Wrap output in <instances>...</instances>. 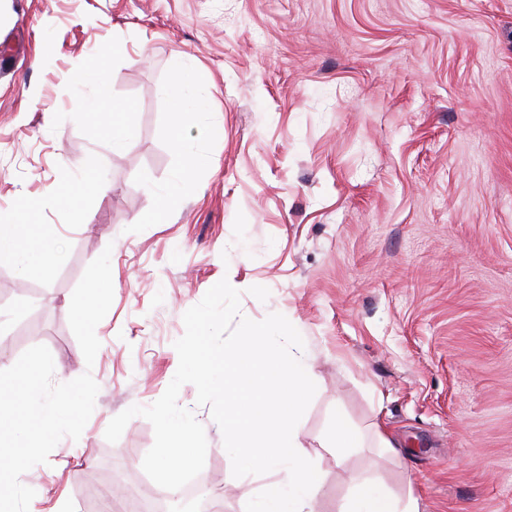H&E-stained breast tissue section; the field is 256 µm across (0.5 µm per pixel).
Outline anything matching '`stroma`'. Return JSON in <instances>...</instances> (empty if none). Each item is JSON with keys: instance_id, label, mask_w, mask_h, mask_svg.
<instances>
[{"instance_id": "stroma-1", "label": "stroma", "mask_w": 512, "mask_h": 512, "mask_svg": "<svg viewBox=\"0 0 512 512\" xmlns=\"http://www.w3.org/2000/svg\"><path fill=\"white\" fill-rule=\"evenodd\" d=\"M103 60L101 80L75 73ZM201 108L170 143L171 72ZM104 96L95 118L85 104ZM134 139L113 149V121ZM204 156L191 184L186 155ZM101 179L106 192L89 188ZM56 186L58 198L47 189ZM178 205L154 214L158 196ZM54 251L0 291V370L37 314L53 380L99 386L79 439L21 477L29 512H125L94 478L133 485L154 443L137 416L178 367L183 314L221 279L240 314L284 315L316 393L298 423L319 512L364 481L418 512H512V0H0V224ZM111 253L113 302L86 364L68 322L90 262ZM186 384L220 472L224 512L275 483L241 478L209 407ZM381 424L337 464V417Z\"/></svg>"}]
</instances>
